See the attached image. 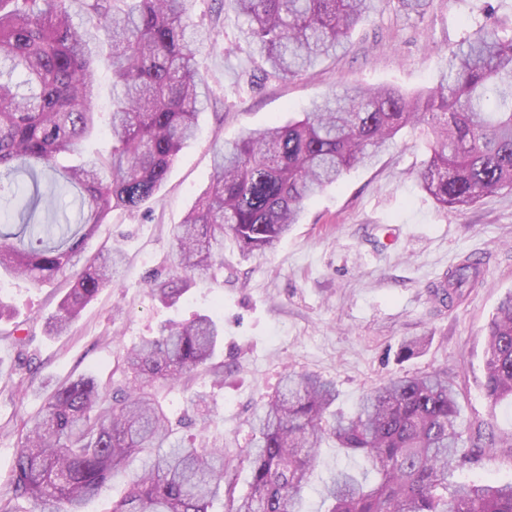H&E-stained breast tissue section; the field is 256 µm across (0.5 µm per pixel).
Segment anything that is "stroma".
<instances>
[{"label":"stroma","instance_id":"stroma-1","mask_svg":"<svg viewBox=\"0 0 512 512\" xmlns=\"http://www.w3.org/2000/svg\"><path fill=\"white\" fill-rule=\"evenodd\" d=\"M482 7L483 0H433L424 17L407 18L383 0L353 32L346 53L288 81L264 77L261 59L241 39L243 18L224 0H195L193 23L216 33L199 55L212 102L198 117L197 136L144 208L113 212L86 244L90 255L123 248L127 262L119 286L103 289L69 335L52 336L46 323L66 283L35 288L0 278V298L29 328L24 347L0 340V489L10 483L22 426L41 410L50 383L81 375L120 383L119 364L133 344L200 314L224 325V348L215 358L224 383L205 377L190 389L162 393L182 434L239 454L261 398L290 371L334 382L336 407L347 412L391 376L444 369L456 385L465 423L491 421L498 440L459 478L512 482V405L490 408L483 390L485 328L512 291V192L463 211L441 209L418 179L429 156L420 130L403 129L375 164L309 200L274 248L248 255L225 236L222 269L196 281L178 304L164 305L150 292L151 282L171 275L170 230L207 187L213 157L225 142L287 122L346 84L433 88L449 46L466 34L467 16ZM393 233L399 237L394 244ZM467 257L479 260L483 284L453 307L443 306L432 286ZM415 338L421 347L403 355L402 344ZM198 391L207 396L206 408L192 401ZM339 468L361 473L366 465L323 442L304 491L306 512H319L324 483Z\"/></svg>","mask_w":512,"mask_h":512}]
</instances>
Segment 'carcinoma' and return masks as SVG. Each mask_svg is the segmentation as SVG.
Wrapping results in <instances>:
<instances>
[{
	"mask_svg": "<svg viewBox=\"0 0 512 512\" xmlns=\"http://www.w3.org/2000/svg\"><path fill=\"white\" fill-rule=\"evenodd\" d=\"M0 0V177L58 174L79 192L76 223L57 214L35 216L43 199L38 181L14 182L6 203L17 230L0 224V273L41 288L66 274L74 284L47 322L66 334L100 290L115 282L124 252L93 256L85 241L112 213H134L160 190L178 153L198 130L207 103L189 23L192 0ZM246 18V43L269 73L304 75L345 47L379 0H229ZM433 0H397L401 14L422 16ZM112 72L110 150L63 168L102 123L96 108L99 55ZM406 127L428 138L421 187L442 207L458 210L512 191V27L485 13L448 48L445 69L427 94L380 86L347 87L312 103L286 124L249 131L214 160L209 186L174 225L177 266L154 285L172 306L197 276H207L224 253V234L247 252L288 236L306 201L347 172L373 164ZM482 284L480 264L465 259L433 285L444 305L462 288ZM223 329L209 315L165 326L158 337L128 350L131 374L108 392L92 376L58 382L20 436L12 479L0 492V512H84L105 486L128 480L112 512H304L318 448L326 439L366 459L378 476L370 486L347 470L325 486V512H512V482L473 484L456 471L493 448L491 432H467L448 373L396 376L364 394L345 414L331 410L336 388L307 373H289L282 388L254 415L258 437L248 452L252 481L235 495L224 449L197 446L178 435L154 382L169 389L210 373ZM484 394L491 406L512 400V293L486 327Z\"/></svg>",
	"mask_w": 512,
	"mask_h": 512,
	"instance_id": "1",
	"label": "carcinoma"
}]
</instances>
